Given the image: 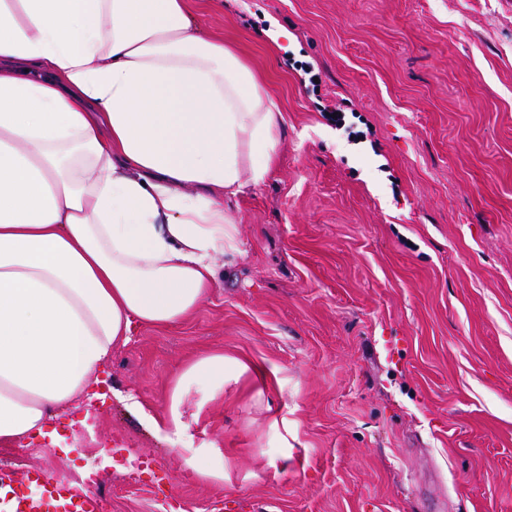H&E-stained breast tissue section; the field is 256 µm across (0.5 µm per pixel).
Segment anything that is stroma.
Returning a JSON list of instances; mask_svg holds the SVG:
<instances>
[{
  "label": "stroma",
  "instance_id": "stroma-1",
  "mask_svg": "<svg viewBox=\"0 0 512 512\" xmlns=\"http://www.w3.org/2000/svg\"><path fill=\"white\" fill-rule=\"evenodd\" d=\"M188 7L282 112L265 182L224 202L242 251L188 320L133 325L111 394L56 419L69 451L0 444V512L33 468L103 471L102 512H512V0ZM209 351L247 370L191 391L172 451L148 420ZM191 466L196 478L203 483L224 482V461L220 460H192Z\"/></svg>",
  "mask_w": 512,
  "mask_h": 512
}]
</instances>
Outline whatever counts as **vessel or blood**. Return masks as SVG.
Masks as SVG:
<instances>
[{
    "instance_id": "obj_1",
    "label": "vessel or blood",
    "mask_w": 512,
    "mask_h": 512,
    "mask_svg": "<svg viewBox=\"0 0 512 512\" xmlns=\"http://www.w3.org/2000/svg\"><path fill=\"white\" fill-rule=\"evenodd\" d=\"M26 478L39 487L40 494L19 498L14 512H101L98 493H76L65 480L39 469L27 471Z\"/></svg>"
}]
</instances>
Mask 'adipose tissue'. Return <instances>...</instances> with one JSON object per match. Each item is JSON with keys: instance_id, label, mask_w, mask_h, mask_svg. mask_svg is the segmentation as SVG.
<instances>
[{"instance_id": "1", "label": "adipose tissue", "mask_w": 512, "mask_h": 512, "mask_svg": "<svg viewBox=\"0 0 512 512\" xmlns=\"http://www.w3.org/2000/svg\"><path fill=\"white\" fill-rule=\"evenodd\" d=\"M281 121L187 0H0V444L59 443L133 324L197 310L241 251L224 200L265 181ZM244 370L184 365L168 434Z\"/></svg>"}]
</instances>
